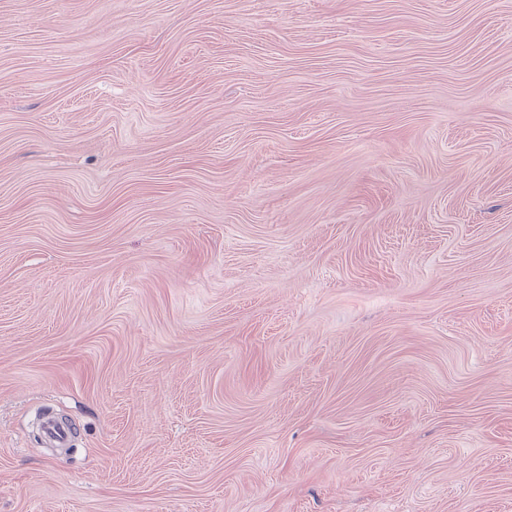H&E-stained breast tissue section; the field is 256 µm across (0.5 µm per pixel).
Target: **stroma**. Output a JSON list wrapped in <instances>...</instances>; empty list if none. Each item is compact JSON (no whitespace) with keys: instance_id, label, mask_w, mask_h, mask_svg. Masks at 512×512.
<instances>
[{"instance_id":"obj_1","label":"stroma","mask_w":512,"mask_h":512,"mask_svg":"<svg viewBox=\"0 0 512 512\" xmlns=\"http://www.w3.org/2000/svg\"><path fill=\"white\" fill-rule=\"evenodd\" d=\"M0 512H512V0H0ZM42 433L45 439L56 448H69L73 438L74 427L71 423L59 420L53 413L42 419Z\"/></svg>"}]
</instances>
